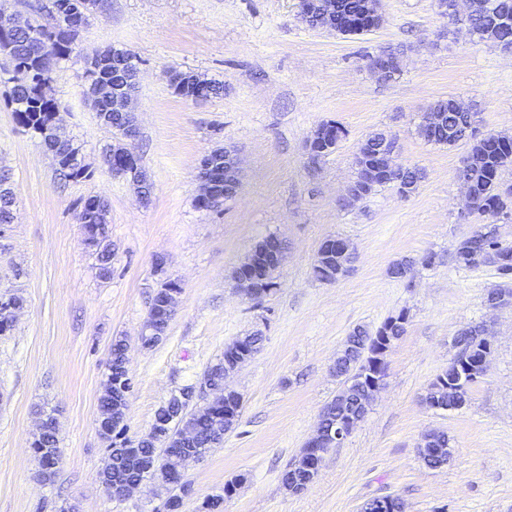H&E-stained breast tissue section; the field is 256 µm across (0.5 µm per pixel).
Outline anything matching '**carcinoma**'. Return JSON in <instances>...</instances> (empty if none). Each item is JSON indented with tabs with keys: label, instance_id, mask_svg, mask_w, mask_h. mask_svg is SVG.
I'll return each mask as SVG.
<instances>
[{
	"label": "carcinoma",
	"instance_id": "obj_1",
	"mask_svg": "<svg viewBox=\"0 0 512 512\" xmlns=\"http://www.w3.org/2000/svg\"><path fill=\"white\" fill-rule=\"evenodd\" d=\"M75 0H47L31 7L28 15L16 17L15 27L7 34L0 35V59L7 67L3 72L23 66L31 71V80L24 84H13L9 101L13 109L16 124L26 131H37L48 121L51 112L58 107L54 99L47 100L40 94L39 87L43 78L53 75L56 66L67 60L77 47V39L85 26L80 14L74 12ZM469 29L481 41L500 45V40L512 42V0H473V11L467 18ZM129 54L112 47L98 49L84 57L95 61L94 67L85 68L86 85L84 94L96 112L100 123L110 129L121 128V114L112 108L114 87L128 82L130 75L126 64ZM170 82L174 91L184 97L194 95L200 84H205L206 97L220 96L224 93V84L215 80H201L190 72H176ZM431 109L442 115L436 126L433 143L454 146L464 143L468 146L471 164L469 178L481 188L482 196L475 214L480 217L497 219L512 213V197L497 187V177L503 168L512 165V139L499 141V136L487 134L477 138L470 130L473 112L462 101L452 98L439 99ZM424 172L417 167L404 166L399 178L394 183L398 192L404 196L413 194L424 179ZM8 176L0 175V224H9L12 220L14 194L6 186ZM81 216L90 218L89 227H98L101 232L92 238L91 249L97 260L99 277L107 279L112 275V240L109 226L103 223L107 202L100 196H90L80 202ZM502 249L496 236V229L485 227L480 233L464 239L456 255L459 265L467 268L478 267V257L482 252ZM22 303L21 297L13 294H0V335L11 330L10 309ZM349 337L353 338L358 348L343 361L358 363L362 370L371 369L377 346L375 339L367 330L356 328ZM127 345L125 340L116 339L112 343L111 357L108 364L107 383H116L112 391L102 393L98 400V415L106 418L107 428L100 435L110 441L109 448L120 452V459L112 471L100 474L101 483L117 488L125 483L142 481L149 477L148 468L153 460L163 457L173 465L190 456L189 448H199L208 452L224 442V437L216 436V430H224V419L217 418L212 411L202 406L181 413V419L193 422L196 435L192 441L183 443L179 439V426L168 422L170 416L168 405H162L155 414L154 423L162 421L167 426L161 427L166 432V442H139L132 450L125 447V442L117 441L124 429L125 408L129 396L125 391L128 380L126 362ZM49 422L43 436L34 440V448L41 466V478L51 481L57 474L59 448L57 442V422L52 414H47ZM191 492V485L185 481L169 489L165 501V512H179L183 499Z\"/></svg>",
	"mask_w": 512,
	"mask_h": 512
}]
</instances>
